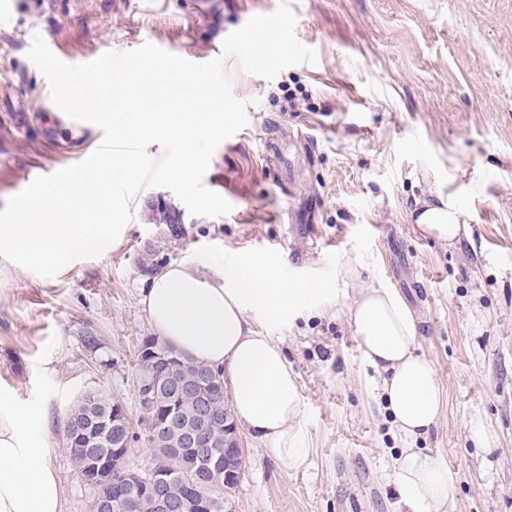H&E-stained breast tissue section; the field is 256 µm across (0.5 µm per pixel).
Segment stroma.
Returning a JSON list of instances; mask_svg holds the SVG:
<instances>
[{
  "label": "stroma",
  "mask_w": 512,
  "mask_h": 512,
  "mask_svg": "<svg viewBox=\"0 0 512 512\" xmlns=\"http://www.w3.org/2000/svg\"><path fill=\"white\" fill-rule=\"evenodd\" d=\"M11 0L0 27V209L35 167L71 166L101 133L51 123L46 79L28 59L34 34L80 61L140 42L206 51L279 0ZM296 36L318 62L268 81L227 58L248 125L214 151L205 185L232 206L195 216L147 188L117 248L52 278L0 257V393L37 420L62 512H90L93 491L65 445L63 421L102 389L139 422L137 347L153 330L143 290L171 263L282 257L279 276L339 294L336 271L366 262L360 285L394 289L418 351L443 391L424 441L457 471L455 512H512V0H291ZM288 131L290 177L273 182L262 142ZM457 191L470 229L451 247L408 213L437 186ZM299 379L307 470H283L241 429L244 476L232 512H398L401 442L343 315L263 321Z\"/></svg>",
  "instance_id": "35a3bbf8"
}]
</instances>
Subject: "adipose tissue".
Segmentation results:
<instances>
[{
    "label": "adipose tissue",
    "instance_id": "adipose-tissue-1",
    "mask_svg": "<svg viewBox=\"0 0 512 512\" xmlns=\"http://www.w3.org/2000/svg\"><path fill=\"white\" fill-rule=\"evenodd\" d=\"M410 217L418 229L455 245L467 231L456 194L429 192ZM275 261L240 256L212 272L174 263L153 275L141 304L153 331L197 361L219 369L236 421L264 440L279 465L297 472L308 462L301 426L304 402L281 346L255 321L309 315L317 288L284 284ZM361 256L337 271L356 286L340 311L355 329L365 361L382 376L379 392L406 446L393 466L404 512H448L456 473L440 455L418 448L441 413L442 391L432 364L417 352V325L390 288H361ZM0 512H61L57 477L38 448L30 416L0 393Z\"/></svg>",
    "mask_w": 512,
    "mask_h": 512
}]
</instances>
